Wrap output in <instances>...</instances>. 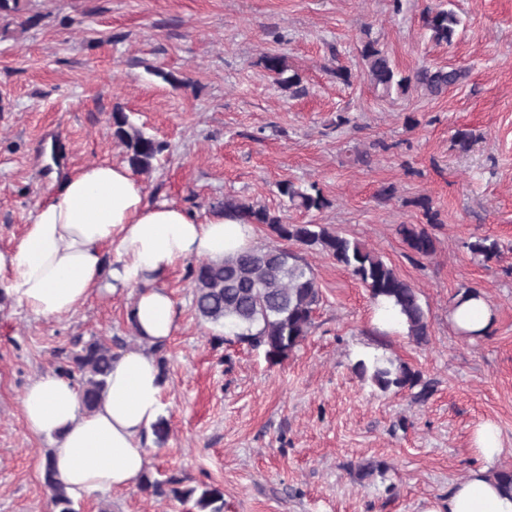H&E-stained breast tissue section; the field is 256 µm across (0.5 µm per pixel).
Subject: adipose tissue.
Instances as JSON below:
<instances>
[{
  "instance_id": "obj_1",
  "label": "adipose tissue",
  "mask_w": 512,
  "mask_h": 512,
  "mask_svg": "<svg viewBox=\"0 0 512 512\" xmlns=\"http://www.w3.org/2000/svg\"><path fill=\"white\" fill-rule=\"evenodd\" d=\"M256 227L217 211L196 221L181 207L149 203L123 164L95 163L71 173L58 194L37 204L14 245L0 251V284L15 303L44 318H61L104 283L136 288L128 320L140 348L112 362L106 391L93 412L83 410L78 386L48 373L25 389L22 415L29 433L52 439L50 461L74 498L137 486L148 460L144 437L162 413L163 381L150 346L177 330L175 304L156 277L195 256L221 260L252 248ZM116 254L105 268L103 248ZM486 463L503 451L494 423L472 435ZM485 465L448 494L447 512H512V491L496 485Z\"/></svg>"
}]
</instances>
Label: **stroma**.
<instances>
[{"instance_id": "obj_1", "label": "stroma", "mask_w": 512, "mask_h": 512, "mask_svg": "<svg viewBox=\"0 0 512 512\" xmlns=\"http://www.w3.org/2000/svg\"><path fill=\"white\" fill-rule=\"evenodd\" d=\"M439 6L461 20L449 44L423 26ZM25 15L26 27L0 32V250L60 177L123 162L119 109L165 145L138 176L148 201L202 220L235 197L291 224L330 225L389 261L428 313L427 344L387 330L368 289L309 251L322 301L305 341L272 362L196 316L180 263L159 281L178 329L164 346L168 434L146 444L151 478L218 487L223 512H444L454 485L484 465L471 441L485 421L501 433L495 468L512 466V0H29ZM368 38L402 74L427 65L462 77L439 97L416 84L381 97L363 71ZM274 53L297 86L265 71ZM286 181L316 185L327 207L290 208ZM404 224L428 230L433 256L411 252ZM479 237L497 240L498 255H473ZM469 288L492 309L479 337L451 321ZM134 294L104 290L45 319L0 293V512H53L52 441L26 430L22 394L91 339L138 347ZM371 350L419 370L428 398L362 382L354 364ZM366 460L387 469L360 477ZM74 506L196 512L138 486Z\"/></svg>"}]
</instances>
